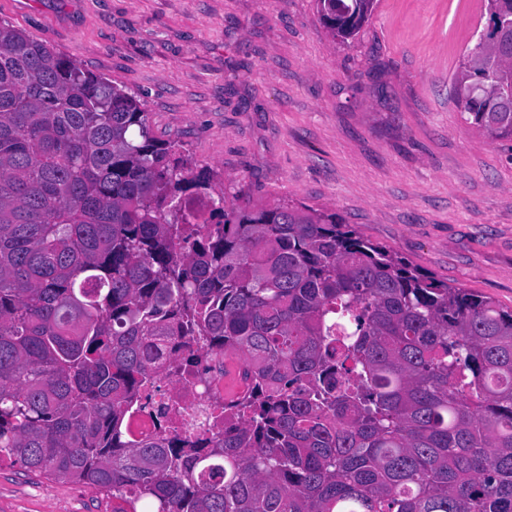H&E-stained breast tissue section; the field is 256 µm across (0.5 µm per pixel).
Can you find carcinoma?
Segmentation results:
<instances>
[{"label": "carcinoma", "mask_w": 512, "mask_h": 512, "mask_svg": "<svg viewBox=\"0 0 512 512\" xmlns=\"http://www.w3.org/2000/svg\"><path fill=\"white\" fill-rule=\"evenodd\" d=\"M353 38L375 0H316ZM486 39L455 77L466 123ZM236 356L250 395L197 456L126 444L158 345L183 327ZM109 490L126 512H512V310L450 286L338 215L224 202L136 96L0 23V456Z\"/></svg>", "instance_id": "1"}]
</instances>
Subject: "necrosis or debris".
I'll use <instances>...</instances> for the list:
<instances>
[{
  "instance_id": "1",
  "label": "necrosis or debris",
  "mask_w": 512,
  "mask_h": 512,
  "mask_svg": "<svg viewBox=\"0 0 512 512\" xmlns=\"http://www.w3.org/2000/svg\"><path fill=\"white\" fill-rule=\"evenodd\" d=\"M175 365V359L164 361L151 391L141 393L134 402L125 420L126 440L175 438L188 451L207 445L218 431L214 407L242 398L250 388L249 381L240 378L234 389H226L225 368L243 369L234 357L211 355L187 377L176 373Z\"/></svg>"
}]
</instances>
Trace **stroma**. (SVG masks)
I'll list each match as a JSON object with an SVG mask.
<instances>
[{"label": "stroma", "instance_id": "1", "mask_svg": "<svg viewBox=\"0 0 512 512\" xmlns=\"http://www.w3.org/2000/svg\"><path fill=\"white\" fill-rule=\"evenodd\" d=\"M0 21L125 87L227 199L335 210L437 280L512 309V137L466 123L454 78L472 0H377L353 39L315 0H0ZM123 500L0 461V512Z\"/></svg>", "mask_w": 512, "mask_h": 512}]
</instances>
